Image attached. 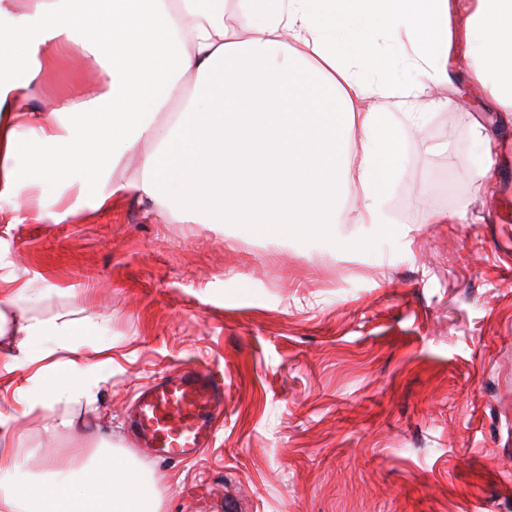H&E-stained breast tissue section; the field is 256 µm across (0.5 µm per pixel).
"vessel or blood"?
<instances>
[{
    "label": "vessel or blood",
    "mask_w": 512,
    "mask_h": 512,
    "mask_svg": "<svg viewBox=\"0 0 512 512\" xmlns=\"http://www.w3.org/2000/svg\"><path fill=\"white\" fill-rule=\"evenodd\" d=\"M223 411V376L191 365L163 374L140 394L128 417V440L158 459L191 460L212 443Z\"/></svg>",
    "instance_id": "b4317fda"
}]
</instances>
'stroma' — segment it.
<instances>
[{"mask_svg":"<svg viewBox=\"0 0 512 512\" xmlns=\"http://www.w3.org/2000/svg\"><path fill=\"white\" fill-rule=\"evenodd\" d=\"M98 72L73 50L33 94ZM427 95L459 106L406 136L395 222L360 237L351 205L335 243L185 224L130 188L132 162L105 209L0 223L9 272L62 289L32 313L89 318L86 343L104 329L112 343L94 404L49 415L19 416L28 373L0 355V417L26 472L72 465L75 434L48 428L68 412L128 448L138 392L192 362L223 373L224 415L194 460L132 449L161 512H512V116L462 73Z\"/></svg>","mask_w":512,"mask_h":512,"instance_id":"obj_1","label":"stroma"}]
</instances>
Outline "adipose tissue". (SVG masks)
Here are the masks:
<instances>
[{
  "label": "adipose tissue",
  "mask_w": 512,
  "mask_h": 512,
  "mask_svg": "<svg viewBox=\"0 0 512 512\" xmlns=\"http://www.w3.org/2000/svg\"><path fill=\"white\" fill-rule=\"evenodd\" d=\"M24 18L0 46V202L13 224L106 208L116 167L138 154L132 187L186 221L288 199L336 224L354 198L357 223L380 228L426 83L464 62L492 108L512 112V0H239L229 24L223 0H26ZM65 46L100 60L97 91L33 104L28 89ZM176 97V119L158 125ZM56 291L0 276V346L10 367L35 369L17 393L27 415L92 399L112 368L111 343L85 354L82 320L29 315ZM74 456L79 468L26 484L1 433L0 512H161L153 471L131 454Z\"/></svg>",
  "instance_id": "1"
}]
</instances>
